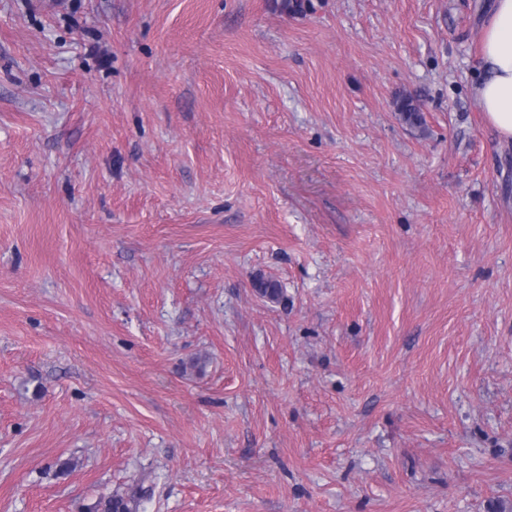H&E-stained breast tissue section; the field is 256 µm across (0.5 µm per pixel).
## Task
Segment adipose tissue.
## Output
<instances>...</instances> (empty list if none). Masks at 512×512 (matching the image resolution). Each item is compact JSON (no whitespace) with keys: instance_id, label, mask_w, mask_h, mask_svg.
Wrapping results in <instances>:
<instances>
[{"instance_id":"ef3b65f1","label":"adipose tissue","mask_w":512,"mask_h":512,"mask_svg":"<svg viewBox=\"0 0 512 512\" xmlns=\"http://www.w3.org/2000/svg\"><path fill=\"white\" fill-rule=\"evenodd\" d=\"M481 59L479 105L500 136L512 138V0H494L481 35Z\"/></svg>"}]
</instances>
